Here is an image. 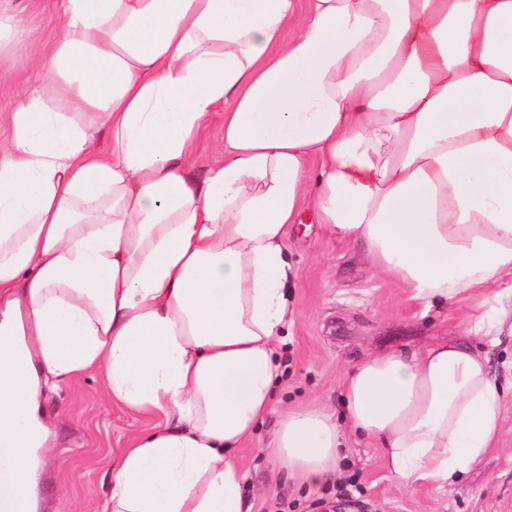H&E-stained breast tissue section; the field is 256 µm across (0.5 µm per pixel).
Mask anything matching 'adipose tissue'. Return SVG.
Returning a JSON list of instances; mask_svg holds the SVG:
<instances>
[{"instance_id": "ef3b65f1", "label": "adipose tissue", "mask_w": 512, "mask_h": 512, "mask_svg": "<svg viewBox=\"0 0 512 512\" xmlns=\"http://www.w3.org/2000/svg\"><path fill=\"white\" fill-rule=\"evenodd\" d=\"M0 140V500L32 497L43 387L100 372L151 418L93 512H251L238 451L318 490L350 436L403 486L451 484L499 440L491 335L512 276V0H57ZM224 110V159L195 175ZM315 177H308L309 165ZM358 244L462 338L368 355L345 421L275 410L302 219ZM224 159V110L213 112L199 130L194 148V167L201 174L207 165Z\"/></svg>"}]
</instances>
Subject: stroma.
<instances>
[{
	"label": "stroma",
	"instance_id": "1",
	"mask_svg": "<svg viewBox=\"0 0 512 512\" xmlns=\"http://www.w3.org/2000/svg\"><path fill=\"white\" fill-rule=\"evenodd\" d=\"M26 27L22 51L0 57V76L11 90L0 93V123L15 107L17 91L39 81L37 63L61 25L55 0H9ZM224 159V112L216 110L199 130L194 167ZM299 277L291 289L294 321L285 327L279 351L286 367L281 407L318 402L344 412L343 386L351 369L373 351L418 350L461 334L460 322L473 311L461 301L424 307L406 289L373 274L359 246L326 234L317 224L300 225L288 242ZM499 315L506 324L496 342L472 337L484 351L502 387V432L496 449L454 483L437 488L424 482L403 487L388 471L380 448L369 440L352 443L340 474L311 494L278 473L276 462L246 443L239 462L248 474L252 512H512V280L503 279ZM54 453L44 460L51 489L45 512H90L106 492L112 457L146 420L112 407L98 372L47 390L41 399Z\"/></svg>",
	"mask_w": 512,
	"mask_h": 512
}]
</instances>
